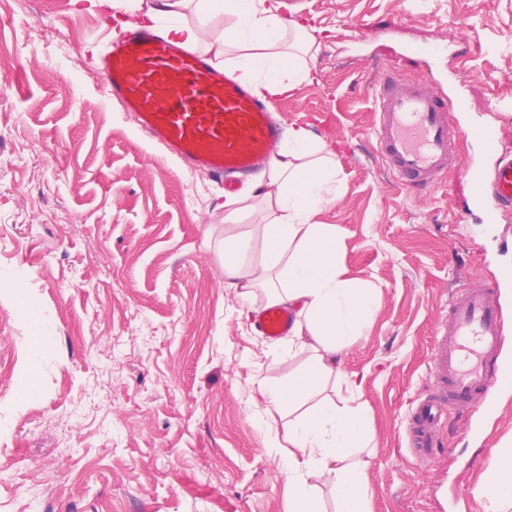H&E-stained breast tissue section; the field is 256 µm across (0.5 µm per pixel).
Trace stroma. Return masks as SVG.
Returning <instances> with one entry per match:
<instances>
[{"instance_id":"obj_1","label":"stroma","mask_w":512,"mask_h":512,"mask_svg":"<svg viewBox=\"0 0 512 512\" xmlns=\"http://www.w3.org/2000/svg\"><path fill=\"white\" fill-rule=\"evenodd\" d=\"M313 27L315 79L275 99L286 125L328 142L335 225L351 278L375 288L370 326L326 397L365 405L372 512H487L480 476L512 441V392L450 408L442 450L415 459L405 417L434 388L448 303L512 261V211L461 217L466 170L494 129L512 151V0H283ZM101 9L0 0V512H287L281 415L259 394L299 363L255 333L266 301L224 285L223 190L146 141L94 55ZM414 44L444 46L421 66ZM429 76L456 113V162L427 195L377 154L372 91L385 70ZM52 337L34 339L25 308Z\"/></svg>"}]
</instances>
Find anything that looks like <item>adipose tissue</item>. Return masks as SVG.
Masks as SVG:
<instances>
[{
	"label": "adipose tissue",
	"mask_w": 512,
	"mask_h": 512,
	"mask_svg": "<svg viewBox=\"0 0 512 512\" xmlns=\"http://www.w3.org/2000/svg\"><path fill=\"white\" fill-rule=\"evenodd\" d=\"M112 6L125 13L119 27H126V15L139 16L165 38L204 48L262 95L275 98L312 80L308 57L317 38L284 17L279 0H112ZM221 16L229 26L201 42V26ZM340 173L327 142L290 126L272 163L224 219L225 287L245 300L266 289L269 303L296 311L285 344L300 371L287 384L260 390L268 408L300 410L288 422V512H322L316 477L331 479L339 512H370L365 474L349 463L368 440L370 419L361 406H339L322 395L341 375L344 348L363 334L377 308L375 293L349 278L335 225L311 221L331 201ZM261 203L269 220L257 227L261 258L251 262L236 217ZM477 492L491 512H512L511 447L500 448L498 464L483 474Z\"/></svg>",
	"instance_id": "adipose-tissue-1"
}]
</instances>
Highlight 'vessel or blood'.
I'll return each mask as SVG.
<instances>
[{"instance_id":"obj_1","label":"vessel or blood","mask_w":512,"mask_h":512,"mask_svg":"<svg viewBox=\"0 0 512 512\" xmlns=\"http://www.w3.org/2000/svg\"><path fill=\"white\" fill-rule=\"evenodd\" d=\"M101 70L113 100L138 128L165 147L192 171L237 190L240 176L268 165L284 136L268 102L236 75L218 67L199 50L182 47L154 29L131 25L100 56ZM375 148L403 185L435 189L453 165L451 113L463 101L447 106L445 97L423 82L406 83L385 75L374 90ZM481 154L469 167L470 205L488 216L512 207V156L498 154L494 131L468 128ZM496 156L492 178H485L482 159ZM512 285V264L502 265L493 281H475L457 295L441 327L431 356L435 386L412 406L406 434L413 455L434 456L439 428L448 407L475 395L512 389V359L503 349L508 330L500 289ZM295 315L281 305H263L255 327L266 339L288 334Z\"/></svg>"}]
</instances>
